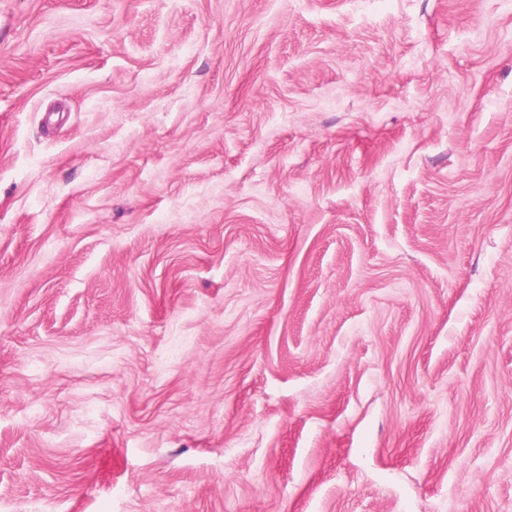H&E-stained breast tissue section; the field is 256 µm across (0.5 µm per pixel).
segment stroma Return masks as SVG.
<instances>
[{
  "mask_svg": "<svg viewBox=\"0 0 512 512\" xmlns=\"http://www.w3.org/2000/svg\"><path fill=\"white\" fill-rule=\"evenodd\" d=\"M0 512H512V0H0Z\"/></svg>",
  "mask_w": 512,
  "mask_h": 512,
  "instance_id": "obj_1",
  "label": "stroma"
}]
</instances>
